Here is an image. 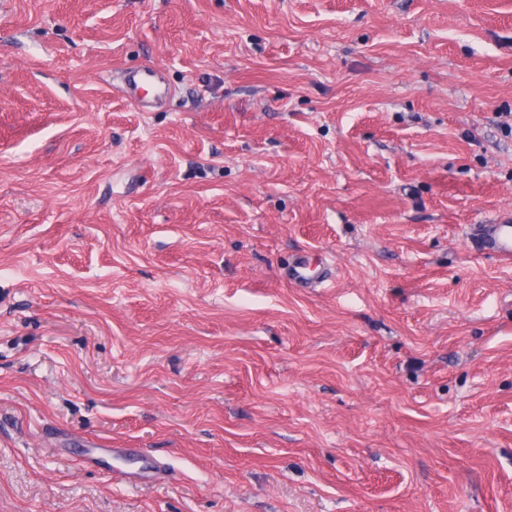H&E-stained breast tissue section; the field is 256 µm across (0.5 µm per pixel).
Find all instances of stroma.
<instances>
[{
  "label": "stroma",
  "instance_id": "1",
  "mask_svg": "<svg viewBox=\"0 0 512 512\" xmlns=\"http://www.w3.org/2000/svg\"><path fill=\"white\" fill-rule=\"evenodd\" d=\"M508 123L512 0H0V512H512ZM124 85L131 100L136 106H140L141 91H153L158 96L169 93L168 87L163 83L158 69L144 67L140 70L126 73L123 76ZM468 239L476 243L482 254L512 261V217L501 216L488 224H472ZM318 267L319 269L316 273L311 275L309 258L307 256H299L288 266L285 277L291 285L297 288H315L334 277V272H332L325 259L320 261Z\"/></svg>",
  "mask_w": 512,
  "mask_h": 512
}]
</instances>
